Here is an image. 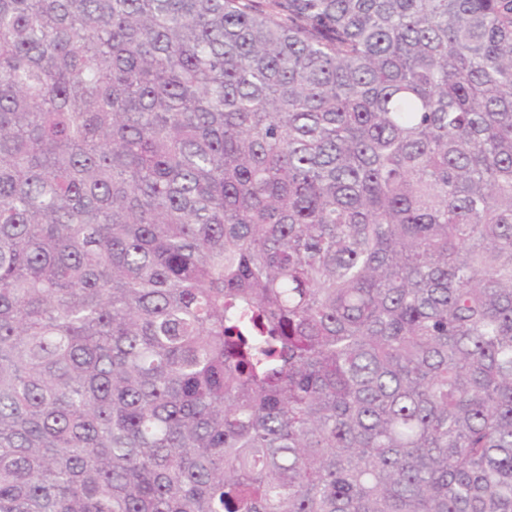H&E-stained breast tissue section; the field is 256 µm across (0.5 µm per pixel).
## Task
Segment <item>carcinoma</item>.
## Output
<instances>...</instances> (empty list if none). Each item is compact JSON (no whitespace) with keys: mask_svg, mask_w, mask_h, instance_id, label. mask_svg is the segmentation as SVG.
Masks as SVG:
<instances>
[{"mask_svg":"<svg viewBox=\"0 0 512 512\" xmlns=\"http://www.w3.org/2000/svg\"><path fill=\"white\" fill-rule=\"evenodd\" d=\"M0 512H512V0H0Z\"/></svg>","mask_w":512,"mask_h":512,"instance_id":"obj_1","label":"carcinoma"}]
</instances>
